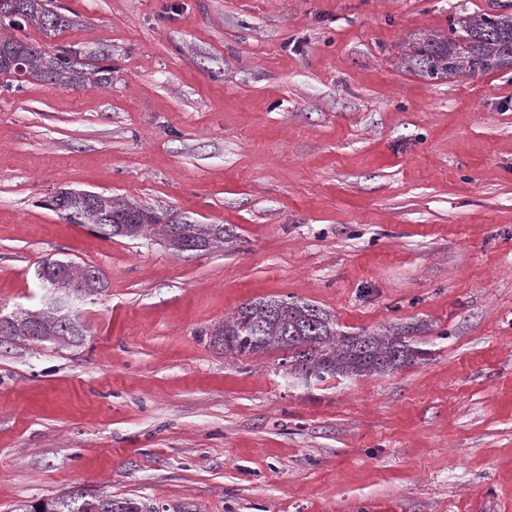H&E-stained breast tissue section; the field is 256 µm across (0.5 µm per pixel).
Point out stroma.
I'll list each match as a JSON object with an SVG mask.
<instances>
[{"mask_svg": "<svg viewBox=\"0 0 512 512\" xmlns=\"http://www.w3.org/2000/svg\"><path fill=\"white\" fill-rule=\"evenodd\" d=\"M108 88L0 74V314L43 259L98 269L76 346L0 347V512L72 489L195 512H512V68L404 60L491 0H54ZM129 198L224 246L55 212ZM294 297L423 359L309 387L209 333ZM62 189L52 205L74 224H96L105 235L137 238L152 235L175 253L209 252L224 246L220 224H187L168 210L124 197Z\"/></svg>", "mask_w": 512, "mask_h": 512, "instance_id": "1", "label": "stroma"}]
</instances>
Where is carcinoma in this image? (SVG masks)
<instances>
[{"mask_svg":"<svg viewBox=\"0 0 512 512\" xmlns=\"http://www.w3.org/2000/svg\"><path fill=\"white\" fill-rule=\"evenodd\" d=\"M496 10L458 18L450 34H427L410 48L408 60L423 75L439 79L454 75L491 73L512 67V0L494 2ZM32 26L47 36L71 25L53 0H0V26ZM0 74L19 83L107 88L112 73L85 62L79 50L51 53L13 37H0ZM52 205L74 224H95L110 237L137 238L147 234L162 240L175 253L209 252L224 246V225L187 224L168 210H158L124 197L78 193L62 189ZM92 266L46 259L36 277L48 295L60 299L34 311L0 316V346L32 342L76 345L86 333L71 310L72 298L84 301L101 293L105 280L91 276ZM407 326L383 333L344 332L319 306L302 300L257 298L210 331L224 350L260 354L286 353L289 373L309 383L336 375L382 373L405 366L424 354L408 340ZM12 512H193L188 504L158 507L135 498H115L106 492L72 490L42 500L20 501Z\"/></svg>","mask_w":512,"mask_h":512,"instance_id":"carcinoma-1","label":"carcinoma"}]
</instances>
